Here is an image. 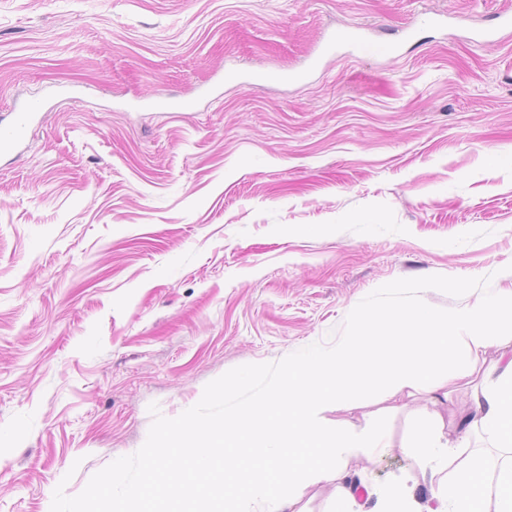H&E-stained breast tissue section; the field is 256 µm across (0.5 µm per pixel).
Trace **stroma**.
<instances>
[{
    "mask_svg": "<svg viewBox=\"0 0 512 512\" xmlns=\"http://www.w3.org/2000/svg\"><path fill=\"white\" fill-rule=\"evenodd\" d=\"M512 0H0V512H112V461L149 453L224 383L265 381L351 313L512 297ZM440 19L419 41L402 29ZM350 25L396 54L309 62ZM307 71L299 83L276 73ZM168 101L191 110H165ZM265 381L240 388L251 402ZM451 393L360 388L318 419L384 425L352 470L430 488L402 450ZM38 112L40 105L31 102L25 109L14 113L13 120L8 126H0V151L12 150L22 143Z\"/></svg>",
    "mask_w": 512,
    "mask_h": 512,
    "instance_id": "obj_1",
    "label": "stroma"
}]
</instances>
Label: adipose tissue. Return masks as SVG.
<instances>
[{
    "label": "adipose tissue",
    "instance_id": "ef3b65f1",
    "mask_svg": "<svg viewBox=\"0 0 512 512\" xmlns=\"http://www.w3.org/2000/svg\"><path fill=\"white\" fill-rule=\"evenodd\" d=\"M353 317L355 336L335 352L302 348L288 357L279 382L268 385L254 405L225 406L234 425L212 419L192 423L203 443L190 456L159 444L148 461H166V494L186 497L197 477L212 470L216 456L229 463L243 452L259 471L244 490L222 486L224 512H307L303 491L320 484L334 488L332 512H512V301L480 299L446 316L413 308L399 316L360 309ZM407 335L411 343L398 347L397 337ZM490 348L499 358L485 370L489 384L472 392L463 422L468 430L497 439L498 458L449 447L443 423L430 415L416 428L407 451L432 490V503L420 502L405 481L369 492L368 502L359 503L347 462L363 451L373 457L383 453L386 435L379 428L355 433L343 422L317 419L318 407L346 405L354 387L366 382L390 392L437 391L473 370L480 353ZM256 411L275 423L273 433L261 435L248 425ZM108 484L115 512H142L144 485L125 460H113Z\"/></svg>",
    "mask_w": 512,
    "mask_h": 512
}]
</instances>
